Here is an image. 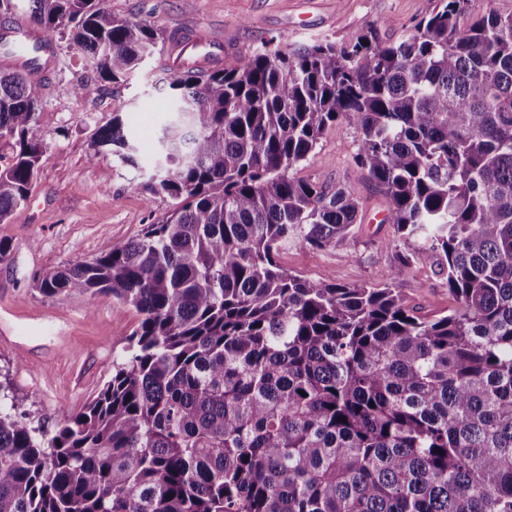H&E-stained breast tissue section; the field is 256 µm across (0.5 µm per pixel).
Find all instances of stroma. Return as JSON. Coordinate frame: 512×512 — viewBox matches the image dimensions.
I'll use <instances>...</instances> for the list:
<instances>
[{
	"mask_svg": "<svg viewBox=\"0 0 512 512\" xmlns=\"http://www.w3.org/2000/svg\"><path fill=\"white\" fill-rule=\"evenodd\" d=\"M440 0H104L112 15L170 31L192 23L223 30L229 56L263 49L293 51L321 41L340 43L374 26L397 40L408 35ZM71 26L48 28L56 44L43 84L35 135L45 150L27 203L0 224L10 245L0 262V395L18 411L54 430L60 410L78 412L108 381L126 355L140 322L132 307L112 296L73 291L53 298L34 286L35 274L88 261L115 240L138 237L172 206L166 194L147 190L150 166H132L108 154L93 160L98 130L121 116L143 153H151L168 115L172 72L153 57L116 83L82 95L97 77L94 61L70 46ZM357 134L336 121L294 174L341 184L362 207V220L345 240L323 249L294 243L279 264L288 272L341 285L378 286L397 253H413L391 225L375 221L386 200L354 160ZM409 304L430 317L456 308L432 258L415 256L400 284Z\"/></svg>",
	"mask_w": 512,
	"mask_h": 512,
	"instance_id": "obj_1",
	"label": "stroma"
}]
</instances>
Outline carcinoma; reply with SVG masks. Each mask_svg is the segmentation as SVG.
Instances as JSON below:
<instances>
[{
  "label": "carcinoma",
  "mask_w": 512,
  "mask_h": 512,
  "mask_svg": "<svg viewBox=\"0 0 512 512\" xmlns=\"http://www.w3.org/2000/svg\"><path fill=\"white\" fill-rule=\"evenodd\" d=\"M101 2L32 0V17L76 22L74 47L116 81L163 31ZM469 2L442 0L395 41L369 25L172 79L149 184L172 209L34 278L46 297L134 308L127 356L53 433L0 409V512H512V12ZM41 89L0 70L1 224L43 154ZM339 119L385 222L419 243L382 288L277 262L361 220L346 188L290 174ZM106 151L137 164L118 115ZM420 253L458 302L447 315L398 290Z\"/></svg>",
  "instance_id": "obj_1"
}]
</instances>
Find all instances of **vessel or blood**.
Returning <instances> with one entry per match:
<instances>
[{
    "label": "vessel or blood",
    "instance_id": "obj_1",
    "mask_svg": "<svg viewBox=\"0 0 512 512\" xmlns=\"http://www.w3.org/2000/svg\"><path fill=\"white\" fill-rule=\"evenodd\" d=\"M55 44L44 32L22 20L0 28V62L24 68L35 81H43L51 71ZM224 60L222 31L192 26L169 42L163 64L172 71L190 68L204 74Z\"/></svg>",
    "mask_w": 512,
    "mask_h": 512
}]
</instances>
